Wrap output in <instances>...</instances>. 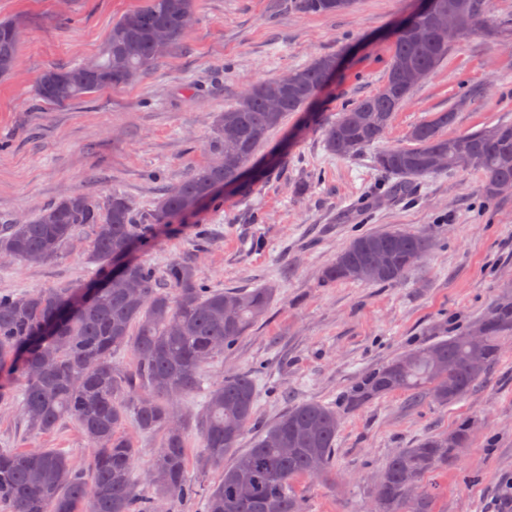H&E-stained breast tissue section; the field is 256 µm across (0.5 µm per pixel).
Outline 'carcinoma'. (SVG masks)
<instances>
[{
  "mask_svg": "<svg viewBox=\"0 0 512 512\" xmlns=\"http://www.w3.org/2000/svg\"><path fill=\"white\" fill-rule=\"evenodd\" d=\"M425 15H409L411 30L392 33L393 52L386 78L374 94L348 106L326 124L327 150L350 157L382 137L399 104L413 87L400 83L403 66L429 74L448 56L450 43L440 38L438 18L461 3L463 34L494 39L498 30L488 17V0H431ZM352 0H298L309 14L348 9ZM196 18V0H149L140 10L112 22L92 68L81 63L49 68L38 77L34 93L41 101L62 105L91 93L136 84L157 64L151 33L165 28L170 45L188 32L184 18ZM20 28L0 21V63H18ZM337 56L322 55L291 71L292 84L270 79L252 85L215 121L218 164L194 169L167 190L149 214L157 229L221 202L216 186L246 199L253 195L273 157L250 175L241 170L253 158L270 130L290 112L312 103L336 72ZM282 101L272 111L268 103ZM454 112H439L414 127L412 146L383 150L374 166L401 181L389 190L408 194L425 176L455 169L462 152L483 172L482 193L495 201L497 183H512V123H500L448 137L443 129ZM447 158L443 167L436 165ZM92 231V256L97 264L92 282L115 274L117 258L129 252L121 278L110 288L91 292L90 284L75 288L38 289L0 295V400L20 387L21 410L27 427L52 431L71 420L94 448L89 474L75 469L52 448L0 450V504L10 512H168L167 505L188 500L195 488L186 474V417L176 402L202 389V371L217 354L233 345L268 311L271 293L215 289L201 280L189 261H173L162 274L134 257L148 241L141 237L127 198L112 191L102 199L71 194L43 209L34 220L0 228V255L21 263L54 258L78 230ZM432 249L430 238L387 230L361 234L350 241L328 266L322 282L356 281L353 269L372 265L380 274L372 284L390 285L405 279L412 266ZM481 341L470 342L473 331ZM512 335V295L502 296L467 330L447 339L410 348L364 372L347 398L356 409L384 395L403 391L418 401L442 405L466 398L483 383L498 362L500 341ZM122 351L135 357L134 368L112 362ZM257 388L251 374L224 377L206 391L196 414L202 455L198 465L222 470L205 499V512H304L290 482L298 476L333 479L336 437L341 427L337 408L303 401L260 429L251 447L240 449L255 424ZM140 432L161 436L151 470L164 474L154 495L138 494L132 469L139 449L121 434L128 419ZM472 442L464 425L447 434L424 437L413 448L397 449L385 462L372 491V512H432L424 478L454 464L459 449Z\"/></svg>",
  "mask_w": 512,
  "mask_h": 512,
  "instance_id": "cac0c4a2",
  "label": "carcinoma"
}]
</instances>
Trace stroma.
Wrapping results in <instances>:
<instances>
[{"label": "stroma", "instance_id": "1", "mask_svg": "<svg viewBox=\"0 0 512 512\" xmlns=\"http://www.w3.org/2000/svg\"><path fill=\"white\" fill-rule=\"evenodd\" d=\"M147 3L0 0V20H15L21 30L18 65L0 80V225L33 218L78 192L96 199L121 192L145 217L164 189L211 160L216 113L251 84L335 54L344 64L330 85L260 146L256 163L275 152L283 160L256 193L246 200L225 195L220 208L156 234L137 253L159 273L173 261H191L215 288L272 289L265 317L206 365V384L250 373L260 427L302 401L342 407L361 374L409 347L457 334L512 290V193L485 201L483 173L461 168L425 177L414 194L390 199V178L372 164L374 152L409 146L410 130L439 112L455 114L448 136L512 122V0L488 2L500 39L455 40L382 138L351 158L328 154L322 127L380 88L390 33L418 0H358L333 16L301 12L295 0H197L189 34L136 85L67 105L35 98L44 70L90 59L115 19ZM378 230L421 233L434 246L400 283L324 286L322 273L337 254ZM90 252L82 231L47 262L0 258V294L87 282L96 268ZM469 419L478 422L471 445L424 485L434 512H499L503 494L512 492V339L503 342L487 381L458 403L413 405L395 392L345 411L336 485L311 478L295 484L306 512H364L394 450ZM187 441V476L201 493L173 512H203L202 492L220 473L198 469L195 427ZM0 448H53L83 471L94 454L74 422L49 433L28 429L17 397L0 401Z\"/></svg>", "mask_w": 512, "mask_h": 512}]
</instances>
